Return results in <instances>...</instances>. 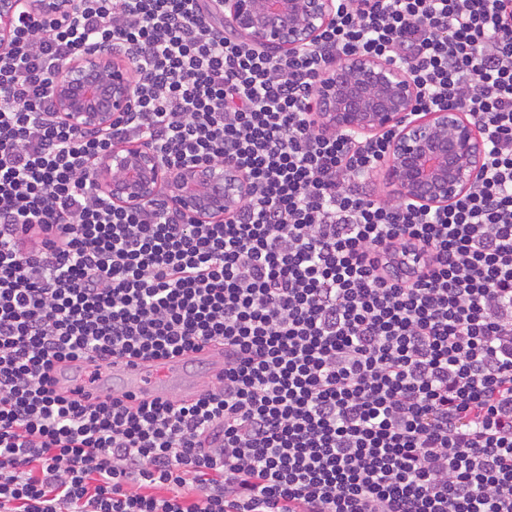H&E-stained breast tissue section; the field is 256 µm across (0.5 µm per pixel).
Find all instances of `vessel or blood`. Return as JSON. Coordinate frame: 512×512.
Returning a JSON list of instances; mask_svg holds the SVG:
<instances>
[{"mask_svg": "<svg viewBox=\"0 0 512 512\" xmlns=\"http://www.w3.org/2000/svg\"><path fill=\"white\" fill-rule=\"evenodd\" d=\"M208 363L207 378L191 375L187 367L191 359ZM109 371L120 383L119 390L130 402L166 401L198 395L206 384L216 382L224 373V348L219 344L201 346L192 355L167 360L141 357L113 359Z\"/></svg>", "mask_w": 512, "mask_h": 512, "instance_id": "1", "label": "vessel or blood"}]
</instances>
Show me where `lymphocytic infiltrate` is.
<instances>
[{"label": "lymphocytic infiltrate", "mask_w": 512, "mask_h": 512, "mask_svg": "<svg viewBox=\"0 0 512 512\" xmlns=\"http://www.w3.org/2000/svg\"><path fill=\"white\" fill-rule=\"evenodd\" d=\"M286 57L219 0H73L0 54V512H512V12L506 0H340ZM133 53L137 111L76 130L49 77ZM392 58L418 111L452 105L485 170L444 211L372 198L374 139L316 132V78ZM139 141L231 162L251 192L197 223L115 206L90 172ZM418 248L399 278L383 254ZM224 346L191 401L101 390L113 357ZM80 387L56 389L59 364ZM98 394L87 403L85 393Z\"/></svg>", "instance_id": "lymphocytic-infiltrate-1"}]
</instances>
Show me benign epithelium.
Instances as JSON below:
<instances>
[{
    "instance_id": "obj_1",
    "label": "benign epithelium",
    "mask_w": 512,
    "mask_h": 512,
    "mask_svg": "<svg viewBox=\"0 0 512 512\" xmlns=\"http://www.w3.org/2000/svg\"><path fill=\"white\" fill-rule=\"evenodd\" d=\"M66 0H0V51L14 42V22L36 10L54 16ZM338 0H224L225 24L250 44L279 55L312 45L336 22ZM130 55L92 44L51 78L60 119L75 129L105 130L136 111L137 75ZM313 127L358 136L392 133L383 179L392 195L422 210L444 209L472 186L484 169L486 143L465 112L442 106L416 113L418 87L402 64L361 53L338 57L321 70L314 89ZM117 206L161 202L197 222L227 217L248 195L247 176L226 163L166 167L149 148L122 143L91 172Z\"/></svg>"
}]
</instances>
